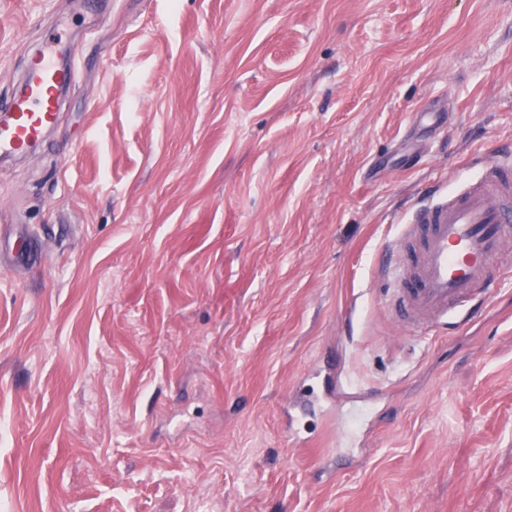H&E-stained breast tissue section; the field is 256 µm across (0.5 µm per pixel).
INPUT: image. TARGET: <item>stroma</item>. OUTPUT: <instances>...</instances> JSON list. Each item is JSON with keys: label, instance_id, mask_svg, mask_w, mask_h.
Instances as JSON below:
<instances>
[{"label": "stroma", "instance_id": "obj_1", "mask_svg": "<svg viewBox=\"0 0 512 512\" xmlns=\"http://www.w3.org/2000/svg\"><path fill=\"white\" fill-rule=\"evenodd\" d=\"M0 504L512 512V281L402 329L381 263L424 195L512 160V0H0ZM71 80L68 69L57 66L42 51L31 62L19 93L0 101V154L12 155L42 138L59 118V92Z\"/></svg>", "mask_w": 512, "mask_h": 512}]
</instances>
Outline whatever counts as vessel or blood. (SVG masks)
I'll list each match as a JSON object with an SVG mask.
<instances>
[{
    "label": "vessel or blood",
    "instance_id": "1",
    "mask_svg": "<svg viewBox=\"0 0 512 512\" xmlns=\"http://www.w3.org/2000/svg\"><path fill=\"white\" fill-rule=\"evenodd\" d=\"M71 80L43 52L19 93L0 101V154L37 143L59 118V92ZM512 244V167L497 164L453 192L430 196L402 236L387 299L397 324L420 331L456 328L472 308L512 280L501 256Z\"/></svg>",
    "mask_w": 512,
    "mask_h": 512
}]
</instances>
